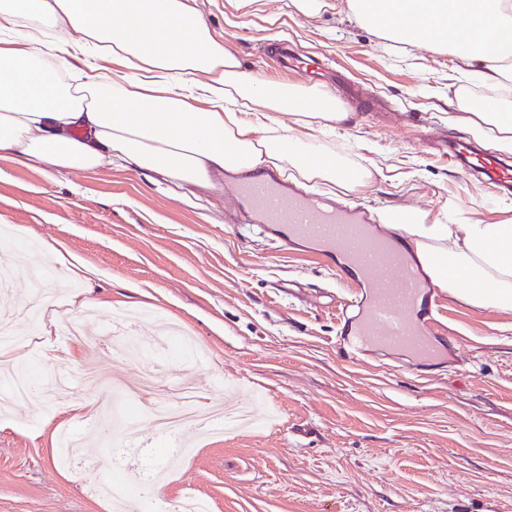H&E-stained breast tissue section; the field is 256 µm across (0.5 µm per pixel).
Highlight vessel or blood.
<instances>
[{"label": "vessel or blood", "instance_id": "1", "mask_svg": "<svg viewBox=\"0 0 512 512\" xmlns=\"http://www.w3.org/2000/svg\"><path fill=\"white\" fill-rule=\"evenodd\" d=\"M277 47V63L284 74L313 79L331 66L329 60L292 51L287 41ZM442 153L469 176L499 190H512V163L500 156L464 140L446 142ZM224 181L245 221L277 225L281 243L310 251L327 247L328 259L338 262L350 288L336 313L343 358L356 362L373 348L421 361L436 356L437 289L395 246L394 233L376 231L375 208L315 197L272 174L243 181L228 173Z\"/></svg>", "mask_w": 512, "mask_h": 512}]
</instances>
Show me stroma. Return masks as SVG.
I'll use <instances>...</instances> for the list:
<instances>
[{
	"instance_id": "1",
	"label": "stroma",
	"mask_w": 512,
	"mask_h": 512,
	"mask_svg": "<svg viewBox=\"0 0 512 512\" xmlns=\"http://www.w3.org/2000/svg\"><path fill=\"white\" fill-rule=\"evenodd\" d=\"M246 67L269 83H298L279 74L262 50L284 38L299 51L334 59L360 99L343 100L350 119L318 139L330 153L373 174L347 191L313 186L324 197L387 210L420 209L449 224L512 222V195L492 193L449 166L434 138H469L448 120V104L465 94L482 105L490 91L478 80L459 85L447 52L419 46L394 52L369 28L340 18L336 0L318 15L291 0H197ZM60 244L97 269L92 281L64 278L44 243ZM41 253L47 289L74 317L71 292L98 313L83 342L64 340L46 315L41 334L23 336L11 360L32 377L47 370L95 371L141 384L156 365L162 379L145 403L173 400L171 383L192 379L201 407L222 399L257 404L250 429L198 432L180 438L189 453L173 462L171 440L136 422L105 427L116 404L111 388L79 390L73 413L46 412L43 396L17 410L0 405V512H109L94 492L96 476L62 467L57 439L75 429L104 452L113 486L144 512L148 469L166 472L161 496H201L211 512H512V311L471 309L448 293L440 315L462 352L420 364L399 352L368 351L362 361L338 354L336 309L346 283L297 246H282L258 224L238 223L223 188L190 192L121 165L91 175H54L0 159V256ZM293 282V295L281 286ZM86 307V308H87ZM147 313L140 336L154 341L177 325L202 354L181 347L130 351L113 361L107 324L116 312ZM306 425L296 436L293 426Z\"/></svg>"
}]
</instances>
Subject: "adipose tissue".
<instances>
[{"label":"adipose tissue","mask_w":512,"mask_h":512,"mask_svg":"<svg viewBox=\"0 0 512 512\" xmlns=\"http://www.w3.org/2000/svg\"><path fill=\"white\" fill-rule=\"evenodd\" d=\"M336 13L401 51L446 49L465 77L512 88V0H336ZM457 108L475 138L512 152L502 99ZM282 112L296 113V129L279 123ZM348 118L326 88L246 71L196 0H0L1 159L57 174L119 159L198 189L228 172H273L351 190L370 172L305 134ZM382 219L438 288L474 309L512 310V224H443L400 208Z\"/></svg>","instance_id":"adipose-tissue-1"}]
</instances>
